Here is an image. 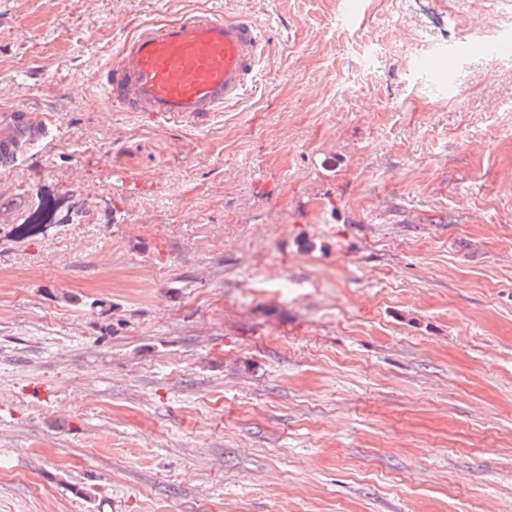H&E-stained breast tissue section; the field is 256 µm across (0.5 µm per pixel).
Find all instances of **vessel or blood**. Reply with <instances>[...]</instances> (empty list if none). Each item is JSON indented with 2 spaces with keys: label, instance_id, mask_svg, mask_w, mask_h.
Returning <instances> with one entry per match:
<instances>
[{
  "label": "vessel or blood",
  "instance_id": "b4317fda",
  "mask_svg": "<svg viewBox=\"0 0 512 512\" xmlns=\"http://www.w3.org/2000/svg\"><path fill=\"white\" fill-rule=\"evenodd\" d=\"M263 29L245 19L193 13L148 21L99 75L110 109L205 126L255 82ZM52 135L45 112L25 105L0 114V169L20 165Z\"/></svg>",
  "mask_w": 512,
  "mask_h": 512
}]
</instances>
